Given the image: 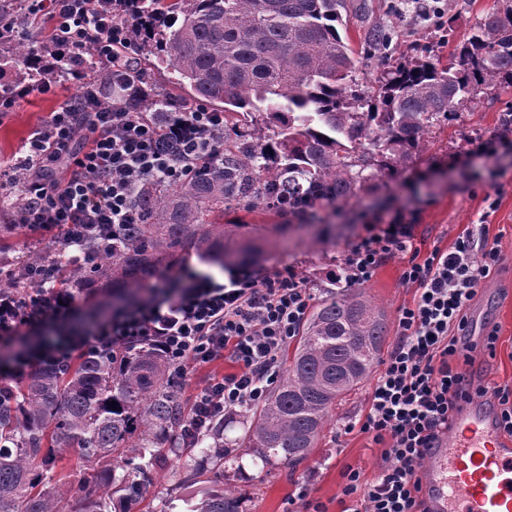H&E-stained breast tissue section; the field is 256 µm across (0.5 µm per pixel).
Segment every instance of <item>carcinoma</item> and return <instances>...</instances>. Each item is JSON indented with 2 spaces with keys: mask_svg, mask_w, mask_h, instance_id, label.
Listing matches in <instances>:
<instances>
[{
  "mask_svg": "<svg viewBox=\"0 0 512 512\" xmlns=\"http://www.w3.org/2000/svg\"><path fill=\"white\" fill-rule=\"evenodd\" d=\"M345 12L363 28L358 50ZM122 22L145 50L159 51L195 99L224 104L222 161L165 195L140 186L135 203L148 223L135 229L136 240L69 273L74 287L118 284L128 298L165 260L194 254L225 264L240 254L236 225L211 220L224 206L277 201L301 219L318 204L347 203L379 173L418 157L430 128L512 86V0L455 42L450 63L397 66L362 92L353 89L361 61L382 63L398 46L367 0H147ZM7 70L17 83L54 75L33 67L9 24L0 31V75ZM124 106L152 112L176 103L147 96ZM242 111L264 114L269 133L241 134ZM387 334L385 313L361 290L341 287L313 307L242 446L266 466L306 460L336 400L372 373ZM184 423L175 373L141 345L41 368L0 401V512H64L71 497L76 512H128L124 504L143 496ZM119 448L142 460L136 475L112 465L77 486L53 477L64 451L108 461ZM198 454L220 469L231 451L215 436ZM103 487L119 498L99 494ZM190 512L246 510L240 497L208 490Z\"/></svg>",
  "mask_w": 512,
  "mask_h": 512,
  "instance_id": "carcinoma-1",
  "label": "carcinoma"
}]
</instances>
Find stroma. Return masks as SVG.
Wrapping results in <instances>:
<instances>
[{"mask_svg":"<svg viewBox=\"0 0 512 512\" xmlns=\"http://www.w3.org/2000/svg\"><path fill=\"white\" fill-rule=\"evenodd\" d=\"M495 0H449L453 20L449 27L433 26L416 8L394 16L402 34L398 53L405 58L428 54L447 57L448 37H461L491 11ZM77 83H66L58 95L30 93L19 99L12 113L0 121V162L22 156V146L62 100L74 97ZM512 105V87L502 89L498 99L482 101L474 109L463 110L454 118L432 129L427 150L403 170L387 172L375 181L372 190L345 204H320L315 208V229H291L289 217L272 209L246 210L237 205L215 213L213 222L239 225V239L253 256L247 265L267 275L293 269L309 284L315 300H323L337 289L333 278L352 244L366 233L370 224H388L403 219L412 224L413 244L427 252L433 247L448 249L457 236L477 223L486 207V198L497 201L489 217V236L496 239L506 265L479 293L477 305L483 307L500 328L494 355H481L477 368L484 372L489 386L512 387V146L498 145L490 156L469 153L472 136L492 137L502 122L506 107ZM16 186L0 187V254L21 256L38 249H54L57 230L32 229L12 221L11 204ZM404 255L388 256L372 278L363 283L366 297L382 309L388 320H395L401 306L412 304L415 289L402 280ZM364 380L354 391L337 402L326 427L308 458L296 467L279 466L262 471L245 465L242 471L218 473L201 471L196 487H188L185 463L190 450L178 443L164 466L157 468L143 499L132 512H189L187 499L194 488H227L243 497L245 512H304L292 501L302 477L312 479L311 497L322 503L326 512H341L339 503L346 467L361 469L364 479H372L383 463L382 448L365 435L342 434L349 420L361 415L371 390Z\"/></svg>","mask_w":512,"mask_h":512,"instance_id":"35a3bbf8","label":"stroma"}]
</instances>
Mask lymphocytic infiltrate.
I'll return each mask as SVG.
<instances>
[{
	"mask_svg": "<svg viewBox=\"0 0 512 512\" xmlns=\"http://www.w3.org/2000/svg\"><path fill=\"white\" fill-rule=\"evenodd\" d=\"M30 11L48 12L53 38L67 63L66 78L79 82L78 100L65 101L28 138L25 157L0 164V181L21 186L20 223L58 230L67 262L22 256L0 267V335L12 336L71 316L77 289L66 287L69 271L95 267L112 245L129 244L145 223L134 195L139 184H187L224 154V115L203 107L146 116L126 111V83L119 61L131 42L117 15L135 0H25ZM103 66L120 98L103 106L100 85L88 70ZM414 227L369 226L342 264L345 285L369 280L390 255H406L402 273L414 286L412 305L399 309L397 337L357 421L359 432L383 448L384 463L372 480L347 467L342 512H427L420 496L425 450L451 428L462 404L493 394L499 428L512 435V391L489 388L473 373L476 349L492 353L499 340L491 327L481 345L465 334L468 311L480 288L500 270L504 257L485 224L459 235L449 250L421 252ZM310 287L290 270L263 278L234 269L225 282L193 280L179 289L153 284L127 303L119 317L97 323L90 337L75 336L41 351L44 364L66 361L77 349L104 351L133 344L167 360L185 378L198 367L224 359L237 370L213 379L198 393L182 429L197 441L217 419L263 402L281 373L283 350L299 334L311 309Z\"/></svg>",
	"mask_w": 512,
	"mask_h": 512,
	"instance_id": "1",
	"label": "lymphocytic infiltrate"
}]
</instances>
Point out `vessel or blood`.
Listing matches in <instances>:
<instances>
[{"label":"vessel or blood","mask_w":512,"mask_h":512,"mask_svg":"<svg viewBox=\"0 0 512 512\" xmlns=\"http://www.w3.org/2000/svg\"><path fill=\"white\" fill-rule=\"evenodd\" d=\"M420 478L429 512H512V437L500 431L493 399L463 406Z\"/></svg>","instance_id":"vessel-or-blood-1"}]
</instances>
